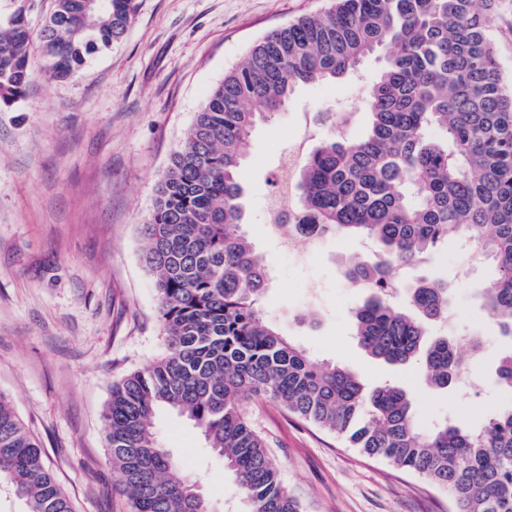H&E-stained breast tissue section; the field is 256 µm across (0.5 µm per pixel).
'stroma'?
Here are the masks:
<instances>
[{
    "label": "stroma",
    "mask_w": 512,
    "mask_h": 512,
    "mask_svg": "<svg viewBox=\"0 0 512 512\" xmlns=\"http://www.w3.org/2000/svg\"><path fill=\"white\" fill-rule=\"evenodd\" d=\"M136 3L124 38L67 78L51 77L33 54L23 100L0 109V394L39 440L74 512H130L104 414L113 384L165 350L140 226L171 155L210 89L255 41L327 0ZM493 12L497 60L512 76V0H495ZM381 71L371 57L357 74L298 87L287 110L259 122L246 140L242 230L269 272L259 308L313 359L344 366L371 388H404L419 431L448 419L476 430L512 407V391L496 374L512 340L479 309L492 266L462 265L454 238L433 259L428 272L451 288L458 327L495 345L469 366L477 390L430 387L418 363L393 365L360 348L352 313L367 293L347 287L343 275L357 250L353 238L291 255L268 228L275 189L266 158L306 123H314L315 136L330 135L324 113L358 108ZM244 410L300 512H452L446 490L363 455L264 397H250ZM154 430L210 512H243L236 479L191 422L162 408Z\"/></svg>",
    "instance_id": "stroma-1"
}]
</instances>
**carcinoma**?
<instances>
[{"mask_svg":"<svg viewBox=\"0 0 512 512\" xmlns=\"http://www.w3.org/2000/svg\"><path fill=\"white\" fill-rule=\"evenodd\" d=\"M476 0H332L268 32L224 73L189 125L142 225L145 266L156 276L165 353L112 386L105 411L112 466L131 512H208L197 487L157 441L162 405L179 410L224 459L246 512H299L242 407L264 395L289 412L448 490L454 512H512V408L478 431L414 423L406 391L368 389L344 367L310 359L265 322L258 303L269 273L240 231L242 150L261 121L299 85L326 84L376 56L380 76L360 110L332 113L334 132L300 156L290 178L302 234H347L375 246L353 256L348 278L370 295L353 313L371 356L416 359L425 382L446 388L461 368L454 340L428 335L448 317V283L419 276L404 288L410 315L388 298L394 269L433 259L464 236L494 266L480 308L512 337V79L491 40L494 15ZM33 0H0V105L25 95ZM136 0H55L39 32L47 71L64 78L121 40ZM365 133L350 134L359 113ZM441 136H433L434 131ZM499 383L512 390V352ZM0 479L25 512H74L42 449L0 395Z\"/></svg>","mask_w":512,"mask_h":512,"instance_id":"cac0c4a2","label":"carcinoma"}]
</instances>
